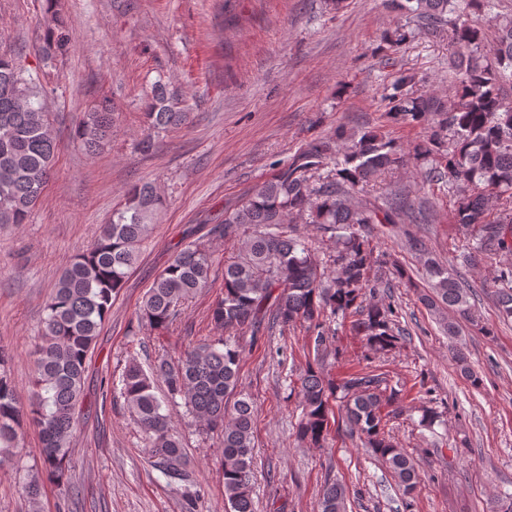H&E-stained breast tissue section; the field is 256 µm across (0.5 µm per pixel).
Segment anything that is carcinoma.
Listing matches in <instances>:
<instances>
[{"label":"carcinoma","instance_id":"1","mask_svg":"<svg viewBox=\"0 0 512 512\" xmlns=\"http://www.w3.org/2000/svg\"><path fill=\"white\" fill-rule=\"evenodd\" d=\"M44 5L47 24L40 54L48 62L69 52L72 35L57 0H44ZM397 5L409 23L385 33L389 47H403L417 31L433 37L448 33L459 73L453 101L417 93V72L404 69L382 100L391 122L426 127L413 148L405 149L379 130L352 137L338 127L313 139L288 162L275 164L270 177L224 209L219 220L216 234L237 239L240 246L236 255L224 259L223 286L210 309L216 335L188 343L175 361L161 347L149 370L132 359L122 371L120 395L150 448L148 462L177 486L183 512H198L200 491L187 478L180 437L163 413L155 384L164 382L170 399H182L203 432L220 436L225 512H254L257 406L237 393L240 351L229 335L256 336L275 323L300 324L313 341L314 362L298 378L299 439L314 448L327 447L329 415L336 407L345 431L362 438L404 495H414L420 486L413 457L388 428L401 413L399 390L371 367L339 381L330 379L319 356L336 339L332 323L338 320L351 319L367 360L392 351L404 336L395 309L375 301L389 281L375 269L379 258L370 225L421 224L426 215L396 189L357 196L385 172L412 164L423 170L426 185L452 194L453 223L472 237L470 261L512 255V104L503 90L504 83L512 84V18L491 15L495 0H398ZM472 13L495 21V42L488 53L482 51V32L463 20ZM46 94V84L21 66L0 36V224L27 223L50 179L57 143ZM178 100L179 94L166 84L154 83L145 102L148 133L138 142L139 151H152L151 132L185 123L188 112ZM115 117L105 106L87 112L77 134L81 147L99 149L112 134ZM161 203L150 183L128 188L112 221L100 226L91 245L61 274L46 303L25 406L11 378L10 353L0 346V452L20 447L28 424L37 426L42 438V471L22 482L32 504L41 495L42 478L68 481L88 357ZM298 222L336 242V252L325 263L314 258L313 240L296 232ZM212 265L206 244H186L148 289L140 321L158 337L166 336L189 299L212 287ZM425 265L431 291L421 297L424 306L441 317L451 311L482 334L493 335L470 303L471 286L436 260ZM482 288L493 290L500 317L512 319V265L499 268ZM453 356L465 380L479 387L482 379L464 353L457 350ZM319 509L347 512L344 486L326 479Z\"/></svg>","mask_w":512,"mask_h":512}]
</instances>
